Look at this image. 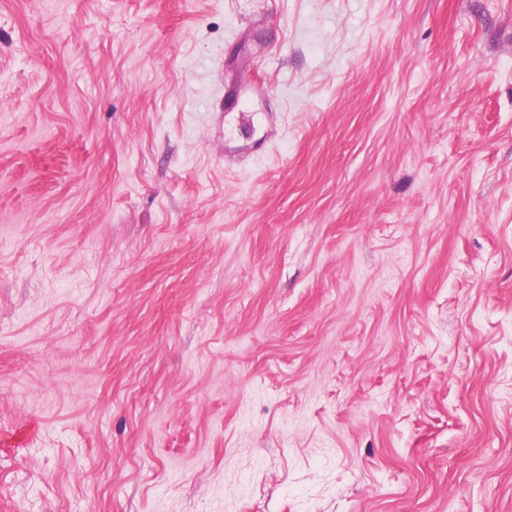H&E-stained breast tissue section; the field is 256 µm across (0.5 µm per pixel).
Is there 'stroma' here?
I'll return each mask as SVG.
<instances>
[{
    "mask_svg": "<svg viewBox=\"0 0 512 512\" xmlns=\"http://www.w3.org/2000/svg\"><path fill=\"white\" fill-rule=\"evenodd\" d=\"M0 512H512V0H0Z\"/></svg>",
    "mask_w": 512,
    "mask_h": 512,
    "instance_id": "obj_1",
    "label": "stroma"
}]
</instances>
